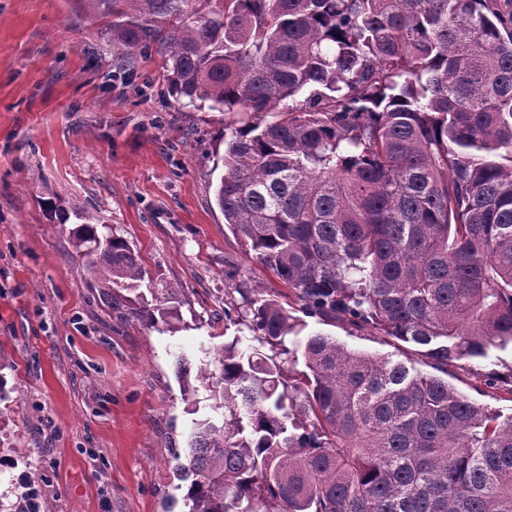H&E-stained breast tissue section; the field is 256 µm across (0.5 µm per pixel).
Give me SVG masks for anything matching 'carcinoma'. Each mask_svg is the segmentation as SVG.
Here are the masks:
<instances>
[{
    "mask_svg": "<svg viewBox=\"0 0 512 512\" xmlns=\"http://www.w3.org/2000/svg\"><path fill=\"white\" fill-rule=\"evenodd\" d=\"M75 2L117 66L155 49L177 103L240 113L216 203L295 304L435 370L303 338L238 284L259 346L197 371L187 512H512V419L444 379L512 345V0ZM72 236L108 313L169 324L125 238Z\"/></svg>",
    "mask_w": 512,
    "mask_h": 512,
    "instance_id": "obj_1",
    "label": "carcinoma"
}]
</instances>
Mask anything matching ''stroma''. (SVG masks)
<instances>
[{
	"mask_svg": "<svg viewBox=\"0 0 512 512\" xmlns=\"http://www.w3.org/2000/svg\"><path fill=\"white\" fill-rule=\"evenodd\" d=\"M160 55L113 61L100 22L73 0H0V449L15 455L0 492L35 491L55 512H184L173 455L211 411L190 372L236 335L232 287L280 304L292 293L247 255L214 199L224 128L236 113L178 105ZM111 225L153 285L175 291L172 331L105 313L69 230ZM307 333L422 368L400 341L349 321ZM512 350L457 362L449 382L501 417Z\"/></svg>",
	"mask_w": 512,
	"mask_h": 512,
	"instance_id": "obj_1",
	"label": "stroma"
}]
</instances>
